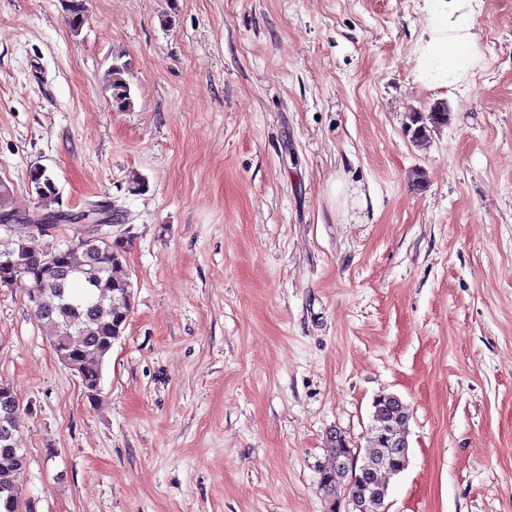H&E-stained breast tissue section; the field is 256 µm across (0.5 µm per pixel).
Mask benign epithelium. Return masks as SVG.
I'll return each instance as SVG.
<instances>
[{
	"label": "benign epithelium",
	"mask_w": 512,
	"mask_h": 512,
	"mask_svg": "<svg viewBox=\"0 0 512 512\" xmlns=\"http://www.w3.org/2000/svg\"><path fill=\"white\" fill-rule=\"evenodd\" d=\"M80 224H108L109 216L99 211H83L73 214ZM54 219L44 217L39 224H18L13 217H0V226L6 232H38L51 235ZM17 402L8 400L0 405V437L15 438L14 424ZM373 425L370 445L364 455L346 447L345 436L336 430L330 433L331 443L340 448L332 464L323 470L321 480L334 483V499H346L347 512H388V478L397 475L406 463L408 440L402 430L408 419L407 407L402 399L393 394L378 395L373 401Z\"/></svg>",
	"instance_id": "benign-epithelium-1"
}]
</instances>
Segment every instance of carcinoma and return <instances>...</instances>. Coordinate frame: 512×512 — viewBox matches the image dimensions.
I'll list each match as a JSON object with an SVG mask.
<instances>
[{
  "label": "carcinoma",
  "instance_id": "1",
  "mask_svg": "<svg viewBox=\"0 0 512 512\" xmlns=\"http://www.w3.org/2000/svg\"><path fill=\"white\" fill-rule=\"evenodd\" d=\"M70 27L77 32L86 22L84 0H68ZM130 63L118 55L113 58L108 84L112 106L127 110L132 106L128 79ZM449 112H438L430 120L427 112H410L404 126L405 135L414 146L425 149L431 142L433 123H448ZM39 199L53 200L58 195L55 182L42 168L30 170ZM55 251L56 266L49 265L46 251L38 252L25 243V235L16 234L3 248L9 250L14 264L27 277L21 279L26 290L36 286L38 302L32 307L35 317L49 330L55 355L63 356L81 379L88 396L95 399L101 390L102 365L111 352L112 342L123 334L129 316L127 294L132 283L123 274L125 245L112 243L107 250L81 247H59ZM26 467L25 450L0 441V486L16 487L15 497H0V512H24L21 479Z\"/></svg>",
  "mask_w": 512,
  "mask_h": 512
}]
</instances>
